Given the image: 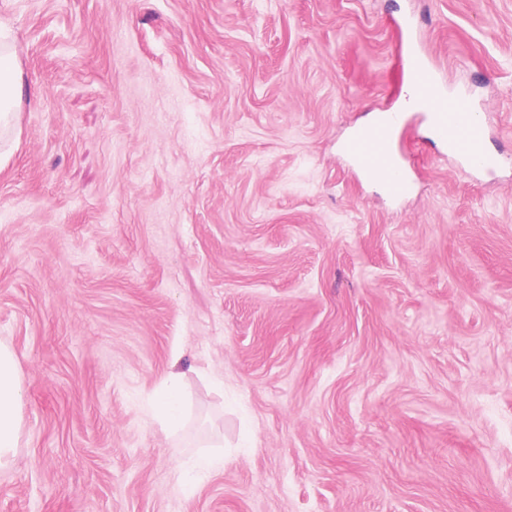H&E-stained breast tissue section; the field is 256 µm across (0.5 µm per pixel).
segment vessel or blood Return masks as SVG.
I'll return each instance as SVG.
<instances>
[{"mask_svg": "<svg viewBox=\"0 0 512 512\" xmlns=\"http://www.w3.org/2000/svg\"><path fill=\"white\" fill-rule=\"evenodd\" d=\"M403 68L426 111L434 140L447 144L449 153L470 170L490 173L497 169L501 160L487 148L488 131L476 101L466 94L449 95L428 58L418 49L407 51ZM394 132L391 123L355 132L345 140L343 152L367 177L381 180L390 196L401 198L410 193L411 184L400 172L390 148Z\"/></svg>", "mask_w": 512, "mask_h": 512, "instance_id": "obj_1", "label": "vessel or blood"}]
</instances>
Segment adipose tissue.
<instances>
[{
  "label": "adipose tissue",
  "instance_id": "adipose-tissue-1",
  "mask_svg": "<svg viewBox=\"0 0 512 512\" xmlns=\"http://www.w3.org/2000/svg\"><path fill=\"white\" fill-rule=\"evenodd\" d=\"M32 93L24 81L18 46L0 25V123L8 122ZM23 388L11 346L0 342V469L10 467L22 431Z\"/></svg>",
  "mask_w": 512,
  "mask_h": 512
}]
</instances>
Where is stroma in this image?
Masks as SVG:
<instances>
[{"label":"stroma","instance_id":"obj_1","mask_svg":"<svg viewBox=\"0 0 512 512\" xmlns=\"http://www.w3.org/2000/svg\"><path fill=\"white\" fill-rule=\"evenodd\" d=\"M0 512H512V0H0ZM415 41L482 106L473 173L407 113ZM182 375L171 433L155 390ZM218 445L206 474L181 463ZM35 93L24 81L18 46L6 26L0 25V123L8 122ZM392 118V123L378 124L349 136L343 143V153L367 177L381 180L390 196L402 198L410 193L411 183L400 172L390 148L397 123V118ZM23 388L11 346L0 342V469L9 468L20 446Z\"/></svg>","mask_w":512,"mask_h":512}]
</instances>
